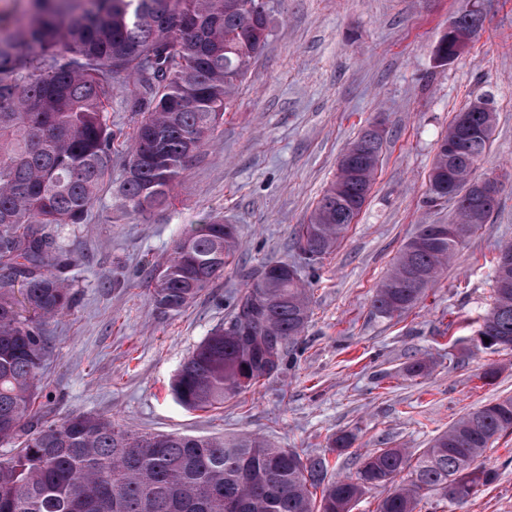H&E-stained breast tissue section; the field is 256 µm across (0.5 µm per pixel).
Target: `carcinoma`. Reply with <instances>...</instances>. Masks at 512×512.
Listing matches in <instances>:
<instances>
[{
  "label": "carcinoma",
  "instance_id": "carcinoma-1",
  "mask_svg": "<svg viewBox=\"0 0 512 512\" xmlns=\"http://www.w3.org/2000/svg\"><path fill=\"white\" fill-rule=\"evenodd\" d=\"M27 21L0 16V512H351L367 491L388 488L377 512H416L427 494L463 503L496 470L484 453L512 432V396L474 407L417 453L377 448L356 476L338 478L328 454L310 456L253 435L197 437L140 433L110 420L72 415L34 425L43 324L71 308L78 260L62 231L86 223L112 161L116 134L106 102L132 77L141 115L120 186L135 212L165 204L172 184L224 119L229 97L264 46L270 9L258 0H28ZM454 58L471 31L455 19ZM496 115L478 100L456 113L437 143L427 203L455 202L448 224H421L372 301L381 317L414 308L459 246L488 223L499 195L473 202L472 173L486 156ZM369 126L347 147L336 179L294 234L299 263L270 262L234 305V334L218 326L178 369L171 393L189 410H211L276 373L285 347L310 319L299 266L330 254L362 210L383 154ZM238 247L234 225L192 224L155 270L151 297L166 313L184 310ZM493 265L494 302L476 335L486 349L512 348V273ZM19 292H14L15 285Z\"/></svg>",
  "mask_w": 512,
  "mask_h": 512
}]
</instances>
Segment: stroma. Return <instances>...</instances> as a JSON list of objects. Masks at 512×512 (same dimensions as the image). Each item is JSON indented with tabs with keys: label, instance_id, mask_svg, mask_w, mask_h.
Segmentation results:
<instances>
[{
	"label": "stroma",
	"instance_id": "obj_1",
	"mask_svg": "<svg viewBox=\"0 0 512 512\" xmlns=\"http://www.w3.org/2000/svg\"><path fill=\"white\" fill-rule=\"evenodd\" d=\"M473 0H270V35L233 92L224 122L172 188L144 214L119 194L138 93L115 84L107 119L120 137L87 223L63 238L80 259L75 306L49 320L35 410L61 421L98 416L146 433L252 434L283 448L324 453L333 434H355L330 456L336 476L355 475L374 448L427 447L475 406L512 396V349L480 346L475 330L493 302L499 245L512 242V0H482L484 23L457 57L436 48ZM488 99L497 114L475 178L503 187L489 224L459 247L424 299L383 318L372 299L418 225L438 224L454 203H425L436 142L455 112ZM386 131L370 195L318 269H301L311 317L280 370L223 408L192 411L170 385L184 359L228 325L249 272L296 259L293 237L340 156L370 124ZM235 225L238 250L224 276L185 310L154 305L151 276L192 224ZM430 364L411 377L415 360ZM494 363L500 375L486 383ZM499 477L465 503L430 496L421 512H512V433L485 453Z\"/></svg>",
	"mask_w": 512,
	"mask_h": 512
}]
</instances>
